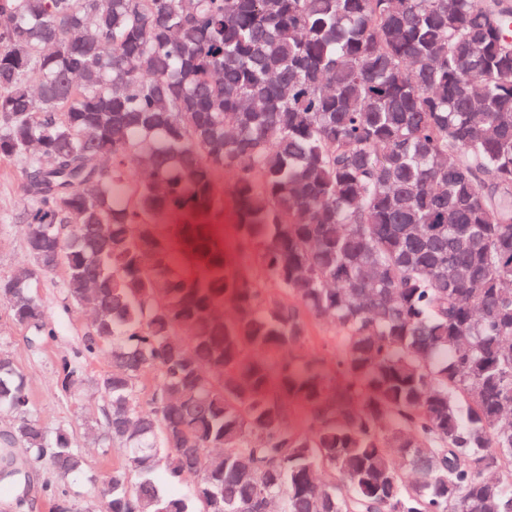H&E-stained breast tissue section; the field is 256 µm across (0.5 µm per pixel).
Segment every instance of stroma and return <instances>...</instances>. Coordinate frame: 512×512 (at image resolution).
<instances>
[{"instance_id":"stroma-1","label":"stroma","mask_w":512,"mask_h":512,"mask_svg":"<svg viewBox=\"0 0 512 512\" xmlns=\"http://www.w3.org/2000/svg\"><path fill=\"white\" fill-rule=\"evenodd\" d=\"M22 165L17 161L0 160V276L13 273L29 263L30 258L23 244L22 226L14 214L22 198ZM63 270L42 277L37 295L46 319L57 330L56 339L39 354H32L24 336L26 331L14 324L5 306L0 305V350L9 352L26 374L34 406L49 429L66 426L72 429L86 462L88 474L101 477L111 474L121 465L123 451L112 448L101 452L92 439L101 418L102 403L82 393L64 396L58 383V373L63 360L71 358L79 336L87 328V316L78 309L64 311L62 307Z\"/></svg>"}]
</instances>
